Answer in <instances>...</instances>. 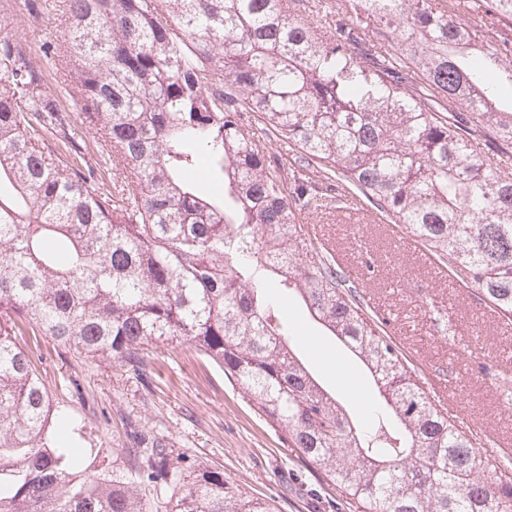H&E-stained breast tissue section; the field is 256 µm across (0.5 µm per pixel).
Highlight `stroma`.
<instances>
[{
	"instance_id": "1",
	"label": "stroma",
	"mask_w": 512,
	"mask_h": 512,
	"mask_svg": "<svg viewBox=\"0 0 512 512\" xmlns=\"http://www.w3.org/2000/svg\"><path fill=\"white\" fill-rule=\"evenodd\" d=\"M65 8L66 0H44L37 11L31 0H0V30L35 50L60 43ZM302 222L319 225L321 238L343 259L347 276H355L360 253L372 251L378 272L363 289L389 318L408 358L426 372L453 371L460 387L454 408L464 413L476 441L490 434L512 444V407L500 401L494 374L472 368L480 356L512 373V327L481 314L471 290L421 261L418 249L402 245L401 229L381 222L368 206L350 215L331 204ZM285 311L295 333H311L322 345L323 354L309 351L305 357L327 387L340 388L337 366L356 377L363 400L352 403V413L360 426L370 425L376 388L361 363L344 354L301 306L291 303ZM19 342L33 349L50 396L74 423L73 439L82 456L96 453L128 466L124 450L130 429L143 426L164 436L174 465L222 470L274 512H336L335 490L322 485L295 449L283 447L242 393L189 345L153 348L146 359L150 378L143 381L127 366L84 358L48 336H23Z\"/></svg>"
}]
</instances>
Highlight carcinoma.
<instances>
[{"label": "carcinoma", "instance_id": "carcinoma-1", "mask_svg": "<svg viewBox=\"0 0 512 512\" xmlns=\"http://www.w3.org/2000/svg\"><path fill=\"white\" fill-rule=\"evenodd\" d=\"M68 0L81 124L26 44L0 35V512H270L130 435L129 468L69 458L31 330L142 372L184 343L218 366L344 512H512V455L485 460L299 218L345 184L512 325V0ZM288 144L269 152L264 140ZM206 159L224 195L200 191ZM295 299L372 377L358 427L269 297Z\"/></svg>", "mask_w": 512, "mask_h": 512}]
</instances>
